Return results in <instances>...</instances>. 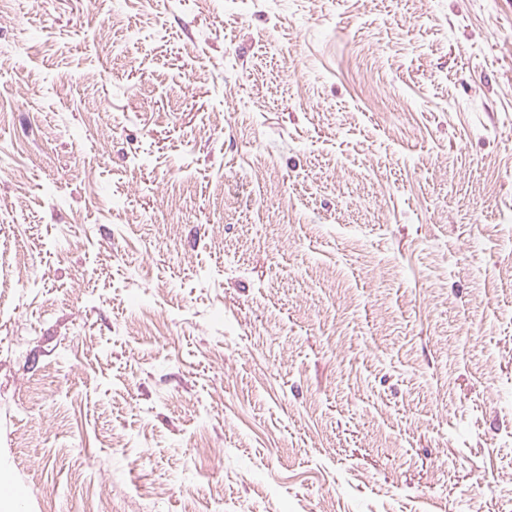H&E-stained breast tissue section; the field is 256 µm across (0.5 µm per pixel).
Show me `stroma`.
Instances as JSON below:
<instances>
[{
	"label": "stroma",
	"mask_w": 512,
	"mask_h": 512,
	"mask_svg": "<svg viewBox=\"0 0 512 512\" xmlns=\"http://www.w3.org/2000/svg\"><path fill=\"white\" fill-rule=\"evenodd\" d=\"M0 495L512 512V0H0Z\"/></svg>",
	"instance_id": "stroma-1"
}]
</instances>
